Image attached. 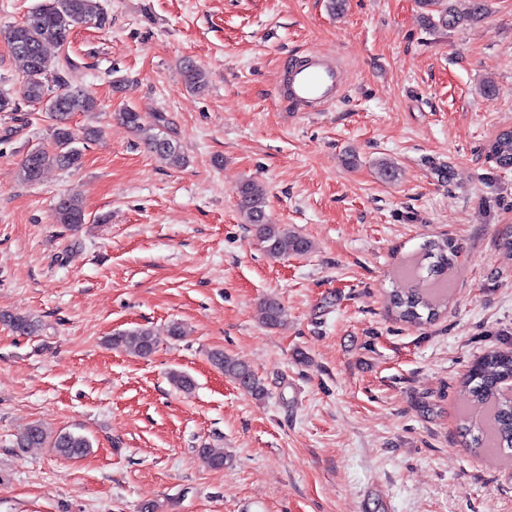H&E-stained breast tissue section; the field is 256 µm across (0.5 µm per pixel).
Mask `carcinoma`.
Segmentation results:
<instances>
[{
  "mask_svg": "<svg viewBox=\"0 0 512 512\" xmlns=\"http://www.w3.org/2000/svg\"><path fill=\"white\" fill-rule=\"evenodd\" d=\"M426 12L422 19L427 26L459 27L466 22L481 19L486 11L485 0H460L463 8L451 5V0H420ZM103 11L100 0H42L25 19L8 27L4 32L13 56L20 62L23 72L21 88L24 100L43 106L50 122L51 145L35 144L28 147L19 169L21 181L33 184L52 167L77 168L82 164L83 152L78 146L83 140H94L100 130L87 128L78 135L71 124L77 112L97 110V100L72 84L76 65L69 56L52 57L48 48L65 50L74 29L101 21ZM186 88L198 91L206 86V74L196 63L187 60L181 67ZM121 122L141 135L151 152L164 160L177 163L182 160L179 143L160 129L163 116L154 117L150 123L140 113L126 109L118 113ZM495 163L512 167V130H505L495 137L489 147ZM237 206L247 223L255 226L258 239L266 254L273 260L310 251L311 244L286 224H269L266 221V192L255 180L241 184L237 189ZM85 209L75 195L61 197L54 206L56 223L68 227L85 223ZM458 247L446 238L431 240L423 247V257L429 260L428 274L433 286L403 288L390 294L388 303L402 321L421 323L440 316L441 307L448 298L451 283L445 273L453 263ZM266 322L271 327L283 323L287 316L281 302L273 297L264 301ZM0 324L19 336H37L42 322L30 315L0 311ZM114 349L125 351L140 358L150 357L157 348V337L149 327H135L119 331L109 338ZM210 364L224 377L241 386L250 395L262 398L266 394L262 381L255 371L244 362L222 350L208 353ZM512 382V350H491L479 357L465 380L473 400L486 408L483 424L464 422L460 433L469 448L491 451L512 449V397L505 393ZM46 447L57 455L80 458L90 452L91 440L80 433L60 430L49 431L40 423L30 424L16 437L15 447ZM198 459L210 469L224 467V449L205 444L195 449Z\"/></svg>",
  "mask_w": 512,
  "mask_h": 512,
  "instance_id": "cac0c4a2",
  "label": "carcinoma"
}]
</instances>
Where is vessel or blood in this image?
I'll return each mask as SVG.
<instances>
[{
    "label": "vessel or blood",
    "instance_id": "vessel-or-blood-1",
    "mask_svg": "<svg viewBox=\"0 0 512 512\" xmlns=\"http://www.w3.org/2000/svg\"><path fill=\"white\" fill-rule=\"evenodd\" d=\"M340 86V71L315 52L307 65L289 70L285 93L299 109L310 104L328 106L335 102Z\"/></svg>",
    "mask_w": 512,
    "mask_h": 512
}]
</instances>
